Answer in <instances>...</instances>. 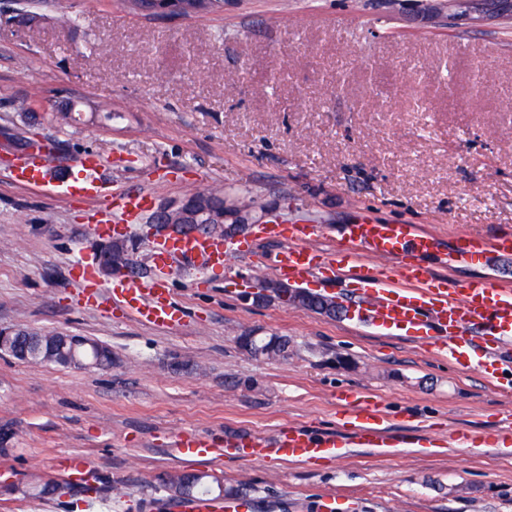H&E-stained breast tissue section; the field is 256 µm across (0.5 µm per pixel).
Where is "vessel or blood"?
I'll return each mask as SVG.
<instances>
[{"label":"vessel or blood","instance_id":"obj_1","mask_svg":"<svg viewBox=\"0 0 512 512\" xmlns=\"http://www.w3.org/2000/svg\"><path fill=\"white\" fill-rule=\"evenodd\" d=\"M103 167L96 155L74 158L58 166L51 153L36 151L17 168L24 187L39 190L80 186L84 197L96 198ZM152 198L147 194L114 193L106 208L109 220L92 224L98 238L111 237L117 225L127 224L147 211ZM260 234L282 239L284 247L274 258V272L289 283L301 286L315 280L337 281L352 287L356 324L370 326L388 336H409L429 341L440 355L457 360L479 352L480 365L493 387L512 385V287L495 281L461 288L449 277L436 276L428 257L441 249L439 237L416 224H378L355 221L344 225L331 250L320 247L324 232L317 224L273 222L259 226ZM249 246L238 242L225 245L223 238L200 234H171L154 242L149 261L157 280L146 282L127 275L109 286H98L88 277L80 285L96 304L119 308L134 320L158 330L182 320L179 308L168 299L162 275L175 265L197 273L223 265L232 254H246ZM512 257V235L489 239L477 234L459 236L446 259L448 266H484L494 258ZM345 410L336 430L312 433L297 424L282 426L270 437L256 434L228 435L223 440L190 433L178 436L175 452L194 461H219L232 455L245 462L279 461L306 465L321 458H343L352 449L382 452L389 448L448 447L443 433H423L418 428H401L390 423L378 402L363 392L349 389L338 394ZM459 446L480 444L512 455V421L492 431L462 436ZM96 470L89 462L72 460L62 468L63 482L91 488ZM244 500L220 502L201 494L181 501L177 512H247Z\"/></svg>","mask_w":512,"mask_h":512}]
</instances>
